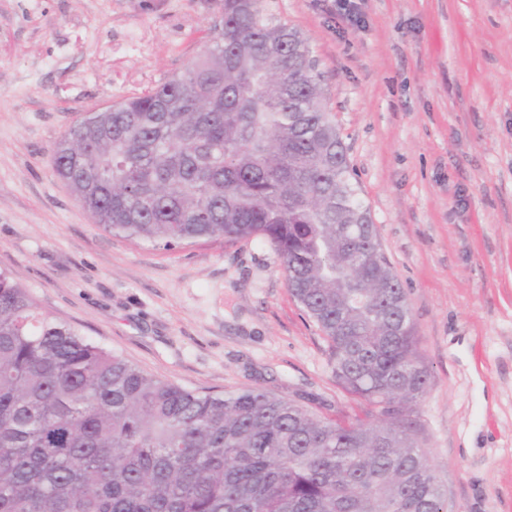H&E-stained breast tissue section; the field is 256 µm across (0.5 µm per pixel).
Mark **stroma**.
I'll return each mask as SVG.
<instances>
[{"instance_id": "obj_1", "label": "stroma", "mask_w": 512, "mask_h": 512, "mask_svg": "<svg viewBox=\"0 0 512 512\" xmlns=\"http://www.w3.org/2000/svg\"><path fill=\"white\" fill-rule=\"evenodd\" d=\"M262 0L299 30L410 305L413 417L448 512H512V0ZM213 0H0V268L50 313L186 389L259 387L364 415L257 239L151 248L96 224L54 148L85 113L182 72Z\"/></svg>"}]
</instances>
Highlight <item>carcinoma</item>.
<instances>
[{
  "instance_id": "carcinoma-1",
  "label": "carcinoma",
  "mask_w": 512,
  "mask_h": 512,
  "mask_svg": "<svg viewBox=\"0 0 512 512\" xmlns=\"http://www.w3.org/2000/svg\"><path fill=\"white\" fill-rule=\"evenodd\" d=\"M207 55L74 123L58 176L138 244L261 239L375 409L322 418L261 388L188 390L44 312L0 270V512H447L409 413L412 312L353 182L303 35L216 0Z\"/></svg>"
}]
</instances>
